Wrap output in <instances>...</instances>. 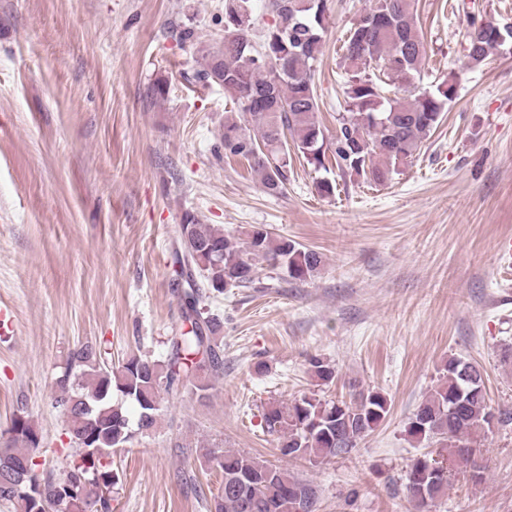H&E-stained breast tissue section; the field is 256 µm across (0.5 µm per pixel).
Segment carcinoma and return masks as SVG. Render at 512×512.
<instances>
[{
    "label": "carcinoma",
    "instance_id": "carcinoma-1",
    "mask_svg": "<svg viewBox=\"0 0 512 512\" xmlns=\"http://www.w3.org/2000/svg\"><path fill=\"white\" fill-rule=\"evenodd\" d=\"M266 9L276 16L275 23L256 39L250 0H225L222 44L203 51V63L194 72L196 82L224 87L235 105L225 112L219 134L224 154L246 160L270 195L285 190L294 154L316 170L331 159L344 176L378 185L391 181L420 154L457 93L454 75L431 90H416L428 56L416 0H367L350 27L341 45L345 112L331 140L318 121L314 87L315 64L330 26L329 0H267ZM501 35L512 41V25L490 20L469 24L465 41L470 68L487 64L503 46ZM176 234L189 328L178 329L169 339L162 362L131 356L108 366L91 344L70 353L56 382V404L65 416L73 459L58 474L39 477L34 453L42 436L27 416L15 415L10 443L0 450V502L11 504L15 512H112V488L118 480L112 453L130 444L135 431L157 426L160 387L169 393L188 389L204 400L211 389L206 375L224 371L222 322L199 307L200 290L222 293L226 282L250 288L260 262L284 270L294 281L315 276L323 266L321 253L264 226H251L242 239L187 212ZM309 364L321 384L334 382L333 366L319 358ZM115 393L122 401L113 399ZM125 400L138 409L135 429ZM389 411L388 398L377 390L362 391L348 401L312 395L270 403L264 424L278 435L283 458L316 462L350 455ZM493 420L479 367L448 358L443 381L418 405L406 429L419 443L434 439L439 444L436 451L412 459L406 471L405 488L419 508L446 493L453 468L472 462L476 449L471 439L490 430ZM203 457L223 476L214 512H298L300 507L315 512L316 488L286 468L240 451L205 448Z\"/></svg>",
    "mask_w": 512,
    "mask_h": 512
}]
</instances>
